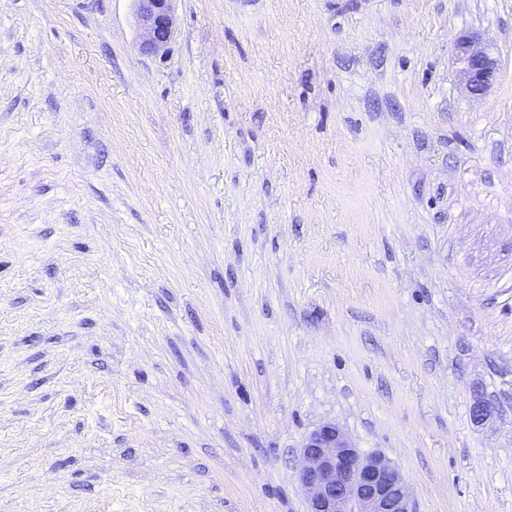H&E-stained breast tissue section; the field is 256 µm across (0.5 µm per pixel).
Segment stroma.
<instances>
[{
	"label": "stroma",
	"mask_w": 512,
	"mask_h": 512,
	"mask_svg": "<svg viewBox=\"0 0 512 512\" xmlns=\"http://www.w3.org/2000/svg\"><path fill=\"white\" fill-rule=\"evenodd\" d=\"M174 9L0 0V512H306L326 422L512 512V0ZM138 27L143 32L139 49L142 53L162 56L176 32L173 0H133ZM455 46L457 60L462 65L460 80L463 87L472 95L482 94L496 76L497 59L475 35L460 37Z\"/></svg>",
	"instance_id": "obj_1"
}]
</instances>
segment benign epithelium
<instances>
[{"instance_id": "1", "label": "benign epithelium", "mask_w": 512, "mask_h": 512, "mask_svg": "<svg viewBox=\"0 0 512 512\" xmlns=\"http://www.w3.org/2000/svg\"><path fill=\"white\" fill-rule=\"evenodd\" d=\"M133 2L143 32L140 51L163 55L176 32L173 0ZM456 57L465 90L480 95L488 89L498 61L479 37H460ZM301 456L298 481L307 494V512H415L398 466L379 452L361 451L334 423L311 430L302 440Z\"/></svg>"}]
</instances>
